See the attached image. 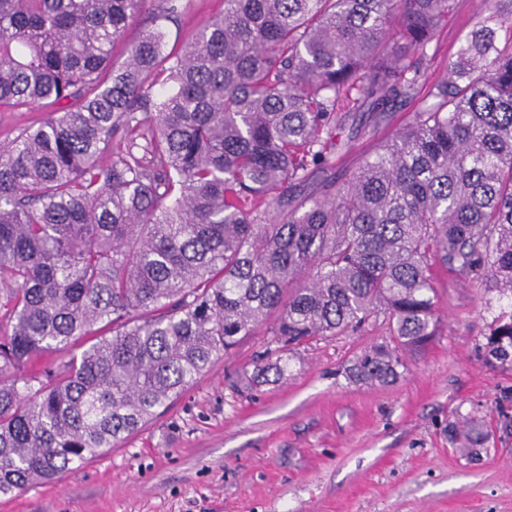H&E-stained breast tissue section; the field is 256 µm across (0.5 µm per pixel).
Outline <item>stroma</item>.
Segmentation results:
<instances>
[{
  "instance_id": "obj_1",
  "label": "stroma",
  "mask_w": 512,
  "mask_h": 512,
  "mask_svg": "<svg viewBox=\"0 0 512 512\" xmlns=\"http://www.w3.org/2000/svg\"><path fill=\"white\" fill-rule=\"evenodd\" d=\"M182 4L177 21L160 23L171 49L224 9ZM485 11L458 0L427 46L430 79L444 77ZM418 108L398 103L342 153L340 169L356 168ZM435 290L439 334L404 355L396 382L346 375L388 341L380 321L292 348L283 379L248 389L277 356L266 322L137 433L59 480L1 496L0 512H512V367L479 358L494 321L512 315V293L443 268Z\"/></svg>"
}]
</instances>
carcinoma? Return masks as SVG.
I'll use <instances>...</instances> for the list:
<instances>
[{
	"instance_id": "1",
	"label": "carcinoma",
	"mask_w": 512,
	"mask_h": 512,
	"mask_svg": "<svg viewBox=\"0 0 512 512\" xmlns=\"http://www.w3.org/2000/svg\"><path fill=\"white\" fill-rule=\"evenodd\" d=\"M145 3L0 0V106L61 108L0 146L4 496L137 432L270 318L283 353L387 321L348 375L388 384L438 333L435 268L512 292V12L311 192L349 146L341 103L416 95L456 0H224L179 51L148 30L116 68ZM480 353L512 366V315ZM155 7L156 6H151L150 2H147L144 10L129 20L125 30L124 40L117 44L112 52V63L118 66L123 62L125 58L123 54L127 46L137 39L143 27L150 25L155 15L158 13L157 10H153ZM418 108V99L398 103L393 112L385 115L377 124L378 132L367 134L356 143L353 149L342 153L336 175L341 170L356 168L364 157L374 153L392 133L412 122Z\"/></svg>"
}]
</instances>
